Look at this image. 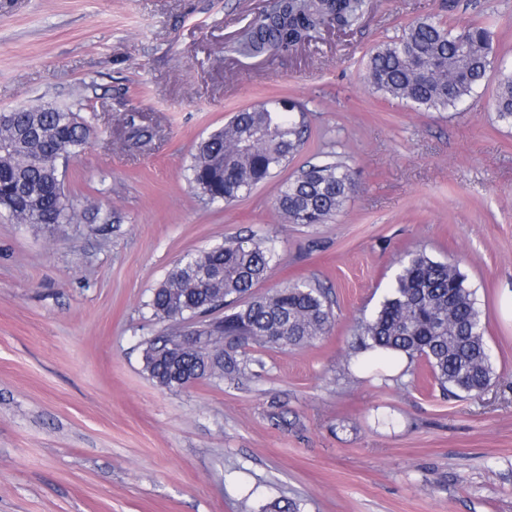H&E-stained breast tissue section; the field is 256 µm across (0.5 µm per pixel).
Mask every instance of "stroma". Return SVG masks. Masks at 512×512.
Instances as JSON below:
<instances>
[{"mask_svg":"<svg viewBox=\"0 0 512 512\" xmlns=\"http://www.w3.org/2000/svg\"><path fill=\"white\" fill-rule=\"evenodd\" d=\"M266 0H0V112L68 107L90 130L53 235L0 210V512H512V129L494 119L512 0H370L363 23L291 56L231 50ZM485 23L496 62L462 111L373 90L365 62L405 25ZM293 97L311 137L231 205L191 191L195 143L255 103ZM149 127L138 142L127 118ZM339 153L340 213L287 224L280 183ZM254 235L277 255L253 289H325L329 332L250 350V373L171 392L144 370L151 293L190 252ZM455 259L497 378L443 396L416 363L354 355L407 252Z\"/></svg>","mask_w":512,"mask_h":512,"instance_id":"35a3bbf8","label":"stroma"}]
</instances>
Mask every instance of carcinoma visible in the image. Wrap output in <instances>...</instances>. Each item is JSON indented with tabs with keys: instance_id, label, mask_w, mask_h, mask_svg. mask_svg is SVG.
<instances>
[{
	"instance_id": "1",
	"label": "carcinoma",
	"mask_w": 512,
	"mask_h": 512,
	"mask_svg": "<svg viewBox=\"0 0 512 512\" xmlns=\"http://www.w3.org/2000/svg\"><path fill=\"white\" fill-rule=\"evenodd\" d=\"M368 0H272L236 42L246 57L288 56L323 31L357 26ZM493 53L489 27L475 23L456 32L432 18L417 19L371 53L372 87L418 109L456 110L487 79ZM308 108L292 99L257 103L237 112L201 140L188 181L208 202L231 204L288 166L310 133ZM495 120L512 128V70L501 68ZM88 131L73 110L20 107L0 122V208L21 224L57 231L80 224L87 211L61 202L59 157L78 156ZM353 172L334 159L303 166L278 188L275 208L288 224H326L354 190ZM277 255L264 239L235 237L209 250L185 255L152 292L153 321L163 325L144 341V370L160 388L178 391L184 372L219 384L246 375L247 347H302L325 335L332 313L322 288L291 283L264 295L252 288L265 279ZM231 308L208 318L217 307ZM195 333L224 357L206 360L178 348ZM485 323L475 291L454 260L423 250L399 260L388 293L374 314L353 328L359 353L404 354L429 370L449 396L479 395L495 371L487 353Z\"/></svg>"
}]
</instances>
